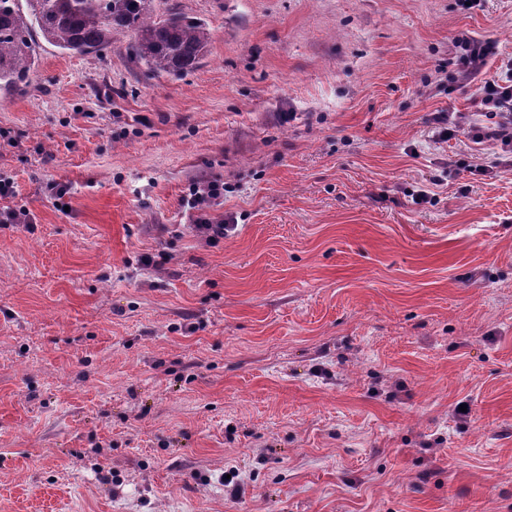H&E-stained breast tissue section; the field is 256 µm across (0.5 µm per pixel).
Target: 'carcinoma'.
Listing matches in <instances>:
<instances>
[{"label": "carcinoma", "instance_id": "carcinoma-1", "mask_svg": "<svg viewBox=\"0 0 512 512\" xmlns=\"http://www.w3.org/2000/svg\"><path fill=\"white\" fill-rule=\"evenodd\" d=\"M156 0H0V92L19 91L38 62L36 39L62 53L101 56L112 38L134 34L131 57L148 76L179 78L205 59L208 25Z\"/></svg>", "mask_w": 512, "mask_h": 512}]
</instances>
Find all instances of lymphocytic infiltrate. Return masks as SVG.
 Instances as JSON below:
<instances>
[{"label":"lymphocytic infiltrate","instance_id":"obj_1","mask_svg":"<svg viewBox=\"0 0 512 512\" xmlns=\"http://www.w3.org/2000/svg\"><path fill=\"white\" fill-rule=\"evenodd\" d=\"M494 51V42L488 40L468 36L453 39L448 59L451 77L476 81V109L440 112L435 117L439 136L462 145L456 160L459 169L479 176L504 166L505 155L512 153V68L489 74L488 61ZM223 201L224 183L212 177L194 180L182 199L191 232L205 243L219 242L233 230L232 225L212 217Z\"/></svg>","mask_w":512,"mask_h":512}]
</instances>
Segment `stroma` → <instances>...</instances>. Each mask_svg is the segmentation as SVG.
Wrapping results in <instances>:
<instances>
[{
    "mask_svg": "<svg viewBox=\"0 0 512 512\" xmlns=\"http://www.w3.org/2000/svg\"><path fill=\"white\" fill-rule=\"evenodd\" d=\"M157 8L209 24L201 67L126 33L0 97L34 217L0 224V512H512V167L433 121L474 109L453 37L512 67V0ZM224 201V182L217 178L194 180L183 197V206L188 212L191 232L204 243L219 242L232 232L235 224H224V218L215 221L212 212Z\"/></svg>",
    "mask_w": 512,
    "mask_h": 512,
    "instance_id": "stroma-1",
    "label": "stroma"
}]
</instances>
